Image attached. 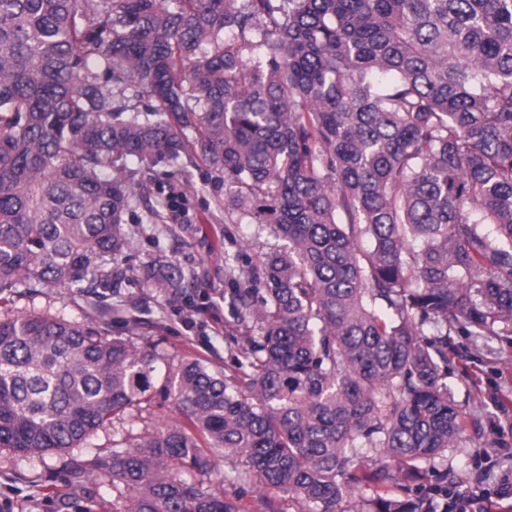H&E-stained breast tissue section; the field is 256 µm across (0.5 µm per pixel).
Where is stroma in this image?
Listing matches in <instances>:
<instances>
[{"instance_id": "stroma-1", "label": "stroma", "mask_w": 512, "mask_h": 512, "mask_svg": "<svg viewBox=\"0 0 512 512\" xmlns=\"http://www.w3.org/2000/svg\"><path fill=\"white\" fill-rule=\"evenodd\" d=\"M128 170L137 180L146 182L149 191L137 198L127 216L132 237L122 258L127 278L119 287L102 289L106 304L119 311L112 324L113 335L127 332L126 321H139L138 341L158 342L171 366L190 359L206 362L211 369L223 371L229 362V342L224 331V257L238 251L240 245H273L267 233L254 224L224 223V186L200 159L181 157L151 165L129 159ZM177 184L186 194L189 223L173 220L165 206L170 185ZM182 265L205 300L198 307L201 321L187 325V307L155 296L142 276L154 260ZM15 312H50L76 322L94 316L93 308L68 289L56 288L44 294L19 289L10 303ZM460 356L452 357L448 389L473 426L445 460L436 468H449L460 480L463 490L479 492L494 489L503 480H512V345L494 336L476 340L457 339ZM183 420L172 402L155 399L142 420L130 433L115 437L111 428L98 430L74 451L76 459L91 461L107 458L115 444L133 446L158 426H174ZM192 481L205 490L223 495L239 504L243 512H296L297 506L287 494L256 483L234 480L232 466L217 461L213 468L193 472ZM67 473L61 457L27 459L0 452V512H125L131 492L113 483L109 473H92L88 486H67Z\"/></svg>"}]
</instances>
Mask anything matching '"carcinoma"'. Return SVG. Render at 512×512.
Returning <instances> with one entry per match:
<instances>
[{"instance_id":"carcinoma-1","label":"carcinoma","mask_w":512,"mask_h":512,"mask_svg":"<svg viewBox=\"0 0 512 512\" xmlns=\"http://www.w3.org/2000/svg\"><path fill=\"white\" fill-rule=\"evenodd\" d=\"M190 151L282 242L225 259L233 364L163 371L102 308L0 319V448L64 457L160 396L184 421L95 462L127 512H239L172 474L212 452L299 512H436L448 336H512V0H0V301L119 285L118 162Z\"/></svg>"}]
</instances>
